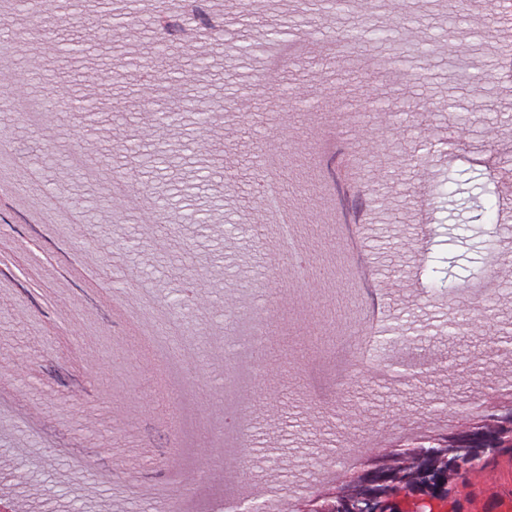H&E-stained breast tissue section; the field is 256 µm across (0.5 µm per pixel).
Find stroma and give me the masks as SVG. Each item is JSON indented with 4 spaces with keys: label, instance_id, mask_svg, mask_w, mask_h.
Returning <instances> with one entry per match:
<instances>
[{
    "label": "stroma",
    "instance_id": "1",
    "mask_svg": "<svg viewBox=\"0 0 512 512\" xmlns=\"http://www.w3.org/2000/svg\"><path fill=\"white\" fill-rule=\"evenodd\" d=\"M404 2L399 13L376 0L336 14L322 0H259L247 18L239 0H209L217 24H116L108 43L97 0L11 16L12 34L83 47L76 60L43 58L31 96L73 84L114 109L63 112L38 129L0 107V137L39 186L33 201L0 196V396L11 405L0 412V496L70 512H150L166 501L213 512L255 498L271 512H323L404 449L489 421L480 406L512 358L501 343L512 337V288L502 272L490 298L467 287L487 272L485 241L512 259V8L498 0L489 19L474 0L479 29L452 31L448 0ZM377 26L390 39L346 37ZM279 30L301 49L263 84ZM159 34L181 107L176 125L158 130L154 113L134 107L127 74ZM374 96L382 111L363 113ZM465 111L470 125L450 137ZM358 124L377 157L353 136ZM266 149L288 157L281 201L303 233L297 253L252 203ZM77 150L162 197L160 223L114 212L107 187L82 170L57 182ZM143 294L195 338L188 383L131 325ZM340 304L381 308L376 342L355 349L342 381L339 360L313 353L317 337L355 338ZM251 316L274 344L259 350L245 337ZM162 446L182 470L163 469ZM388 505L512 512V441L445 490H400Z\"/></svg>",
    "mask_w": 512,
    "mask_h": 512
}]
</instances>
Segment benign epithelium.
<instances>
[{
  "label": "benign epithelium",
  "instance_id": "benign-epithelium-1",
  "mask_svg": "<svg viewBox=\"0 0 512 512\" xmlns=\"http://www.w3.org/2000/svg\"><path fill=\"white\" fill-rule=\"evenodd\" d=\"M510 429L512 413L507 412L484 427L455 434L444 448L411 451L401 465L380 471L383 479L363 480L355 493L330 501L327 512H381V504L394 486H426L440 491L464 467H474L485 455L496 452L502 434Z\"/></svg>",
  "mask_w": 512,
  "mask_h": 512
}]
</instances>
